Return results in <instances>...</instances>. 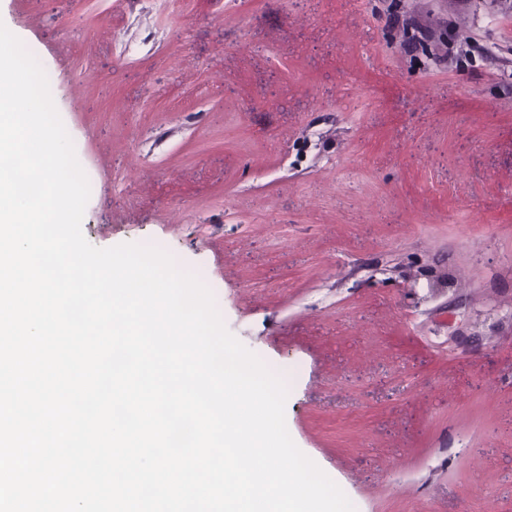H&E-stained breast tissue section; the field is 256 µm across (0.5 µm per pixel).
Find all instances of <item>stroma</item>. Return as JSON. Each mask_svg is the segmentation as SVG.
Masks as SVG:
<instances>
[{"label":"stroma","instance_id":"obj_1","mask_svg":"<svg viewBox=\"0 0 512 512\" xmlns=\"http://www.w3.org/2000/svg\"><path fill=\"white\" fill-rule=\"evenodd\" d=\"M95 186L203 273L355 512H512V0H0Z\"/></svg>","mask_w":512,"mask_h":512}]
</instances>
